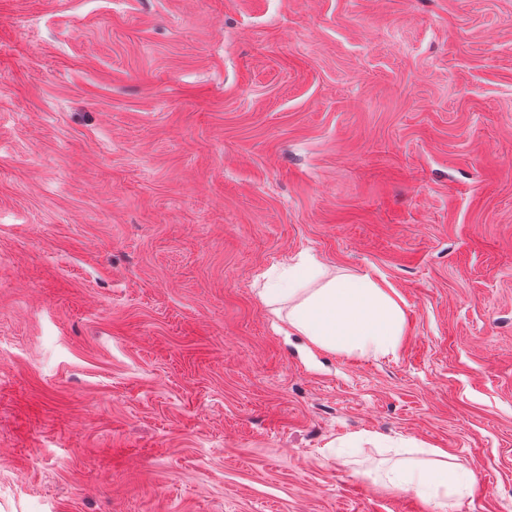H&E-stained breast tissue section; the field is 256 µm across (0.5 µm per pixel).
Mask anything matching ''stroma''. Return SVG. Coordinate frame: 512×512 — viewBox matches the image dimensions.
Here are the masks:
<instances>
[{"mask_svg":"<svg viewBox=\"0 0 512 512\" xmlns=\"http://www.w3.org/2000/svg\"><path fill=\"white\" fill-rule=\"evenodd\" d=\"M303 253L396 354L277 329ZM414 448L512 512V0H0V512H433Z\"/></svg>","mask_w":512,"mask_h":512,"instance_id":"stroma-1","label":"stroma"}]
</instances>
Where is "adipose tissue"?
Listing matches in <instances>:
<instances>
[{
  "instance_id": "adipose-tissue-1",
  "label": "adipose tissue",
  "mask_w": 512,
  "mask_h": 512,
  "mask_svg": "<svg viewBox=\"0 0 512 512\" xmlns=\"http://www.w3.org/2000/svg\"><path fill=\"white\" fill-rule=\"evenodd\" d=\"M289 334L333 353L377 356L395 352L405 316L393 291L370 279L333 274L308 256L288 266L258 290ZM397 488L415 490L435 512H454L475 483L472 471L444 460L395 464L384 473Z\"/></svg>"
}]
</instances>
